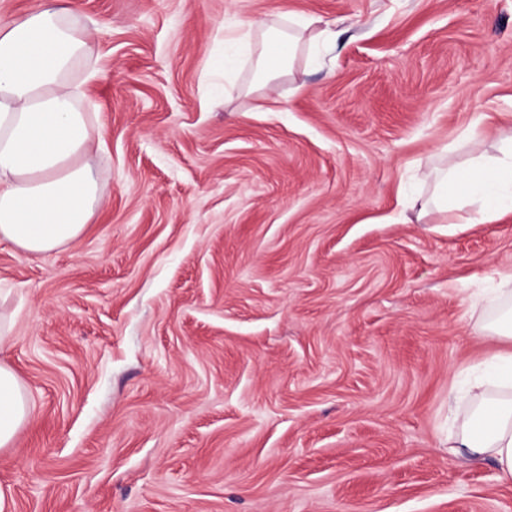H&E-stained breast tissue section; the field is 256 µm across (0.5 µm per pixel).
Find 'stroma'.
Here are the masks:
<instances>
[{
  "mask_svg": "<svg viewBox=\"0 0 512 512\" xmlns=\"http://www.w3.org/2000/svg\"><path fill=\"white\" fill-rule=\"evenodd\" d=\"M333 32L268 87L225 35ZM69 74L102 206L25 258L0 242V344L33 418L11 512H512L452 454L448 391L502 342L472 310L512 213L417 216L443 146L512 131V0H79ZM470 142H462L466 132Z\"/></svg>",
  "mask_w": 512,
  "mask_h": 512,
  "instance_id": "35a3bbf8",
  "label": "stroma"
}]
</instances>
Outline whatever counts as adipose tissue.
<instances>
[{"label": "adipose tissue", "mask_w": 512, "mask_h": 512, "mask_svg": "<svg viewBox=\"0 0 512 512\" xmlns=\"http://www.w3.org/2000/svg\"><path fill=\"white\" fill-rule=\"evenodd\" d=\"M74 0H31L23 18H0V240L23 256H43L77 240L101 205L88 159L95 129L78 107L67 77L89 50V35L74 25ZM309 18H291L259 42L250 34L233 37V55L217 62L229 71L241 60L253 63L257 83L267 84L286 70ZM428 199L406 206L426 213L449 203L481 206V220L512 212V137L503 139L492 162L471 159L469 166L448 163L432 172ZM493 297L509 308L486 326L504 343L467 390L469 405L451 450L492 459L503 480L512 482V273L499 277ZM32 417L24 383L0 364V449L12 447Z\"/></svg>", "instance_id": "ef3b65f1"}]
</instances>
